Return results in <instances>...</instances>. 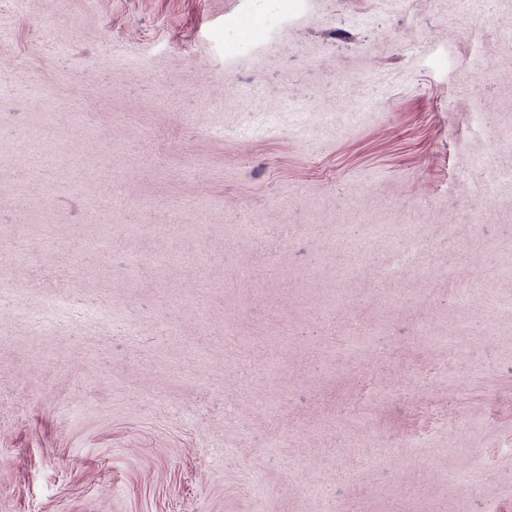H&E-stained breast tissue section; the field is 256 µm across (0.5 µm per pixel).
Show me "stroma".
<instances>
[{
  "mask_svg": "<svg viewBox=\"0 0 512 512\" xmlns=\"http://www.w3.org/2000/svg\"><path fill=\"white\" fill-rule=\"evenodd\" d=\"M0 512H512V0H0Z\"/></svg>",
  "mask_w": 512,
  "mask_h": 512,
  "instance_id": "1",
  "label": "stroma"
}]
</instances>
